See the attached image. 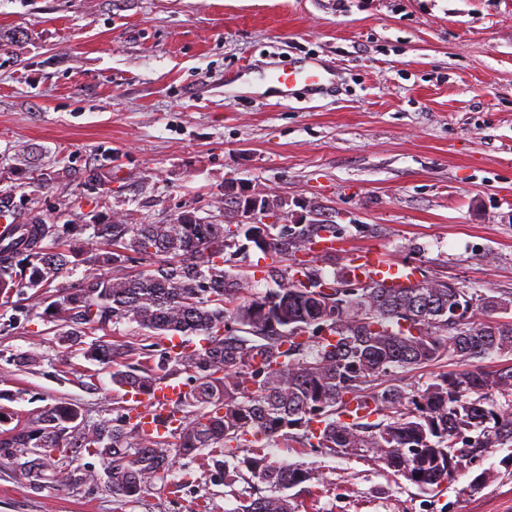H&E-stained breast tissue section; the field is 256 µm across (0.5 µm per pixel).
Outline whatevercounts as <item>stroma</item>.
Wrapping results in <instances>:
<instances>
[{"instance_id": "stroma-1", "label": "stroma", "mask_w": 512, "mask_h": 512, "mask_svg": "<svg viewBox=\"0 0 512 512\" xmlns=\"http://www.w3.org/2000/svg\"><path fill=\"white\" fill-rule=\"evenodd\" d=\"M0 34L17 37L0 50V201L17 223L212 216L239 182L337 226L314 259L326 277L377 248L512 294V0H0ZM303 61L329 71L327 91L254 89ZM60 349L38 316L0 315V409L115 418L109 371ZM267 454L313 465L319 512H512V477L472 493L465 473L433 496L367 458L280 439ZM169 479L179 491L125 503L90 484L35 491L0 466V512H233L245 487L199 456Z\"/></svg>"}]
</instances>
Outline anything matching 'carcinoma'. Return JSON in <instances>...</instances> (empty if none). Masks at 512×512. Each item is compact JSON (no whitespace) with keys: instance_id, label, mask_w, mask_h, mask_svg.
I'll list each match as a JSON object with an SVG mask.
<instances>
[{"instance_id":"carcinoma-1","label":"carcinoma","mask_w":512,"mask_h":512,"mask_svg":"<svg viewBox=\"0 0 512 512\" xmlns=\"http://www.w3.org/2000/svg\"><path fill=\"white\" fill-rule=\"evenodd\" d=\"M18 224L0 241V307L24 312L23 295L59 330L62 360L78 348L111 369L112 384L145 390L187 375L158 439L141 428L142 414L118 413L87 427L73 406L55 405L0 438V464L20 471L32 489L48 478L66 488L92 482L131 502L163 481L177 460L207 451L225 484L243 480L234 512H300L316 479L312 465L277 463L264 454L280 437L322 457H369L424 493H433L493 448L512 446V363L494 370L475 360L512 357L511 296L478 294L440 279L410 288L369 282L355 287L351 269L328 279L297 255L336 237L334 224H230L202 217L172 223L128 222L112 215L92 225ZM250 241L271 262L253 281L226 256ZM139 268L130 269V266ZM74 283L59 278L78 268ZM481 312L488 323L474 321ZM136 324L142 338L117 343L112 328ZM179 336L183 341L166 346ZM186 336H200L193 346ZM444 359L463 368L423 388L385 383ZM506 401L499 403L496 396ZM100 460L103 476L73 468L67 449ZM233 464H228V460ZM512 476L484 469L478 491Z\"/></svg>"}]
</instances>
